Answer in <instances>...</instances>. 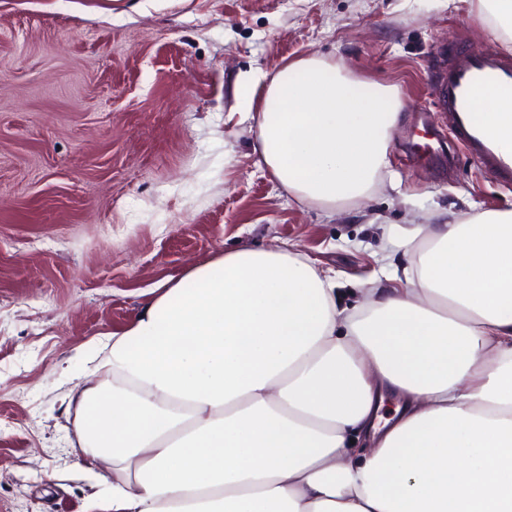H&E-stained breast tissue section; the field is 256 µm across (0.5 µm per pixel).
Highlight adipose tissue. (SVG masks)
I'll use <instances>...</instances> for the list:
<instances>
[{"label": "adipose tissue", "instance_id": "ef3b65f1", "mask_svg": "<svg viewBox=\"0 0 512 512\" xmlns=\"http://www.w3.org/2000/svg\"><path fill=\"white\" fill-rule=\"evenodd\" d=\"M239 97L297 201L332 209L381 182L394 87L309 57ZM405 245V287L354 309L284 248L162 283L102 343V378L68 394L70 453L107 487L85 512H512V211Z\"/></svg>", "mask_w": 512, "mask_h": 512}]
</instances>
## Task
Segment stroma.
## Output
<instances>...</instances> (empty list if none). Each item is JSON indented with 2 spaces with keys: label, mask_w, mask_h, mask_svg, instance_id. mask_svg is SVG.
I'll return each mask as SVG.
<instances>
[{
  "label": "stroma",
  "mask_w": 512,
  "mask_h": 512,
  "mask_svg": "<svg viewBox=\"0 0 512 512\" xmlns=\"http://www.w3.org/2000/svg\"><path fill=\"white\" fill-rule=\"evenodd\" d=\"M479 0H0V512H83L70 389L150 292L223 252L282 246L341 305L411 259L439 211L512 210L505 186L430 144L438 50L512 54ZM316 56L404 101L380 185L332 211L255 152L239 77Z\"/></svg>",
  "instance_id": "35a3bbf8"
}]
</instances>
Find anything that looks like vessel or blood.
Segmentation results:
<instances>
[{
    "label": "vessel or blood",
    "instance_id": "obj_1",
    "mask_svg": "<svg viewBox=\"0 0 512 512\" xmlns=\"http://www.w3.org/2000/svg\"><path fill=\"white\" fill-rule=\"evenodd\" d=\"M435 108L461 149L501 183L512 184V143L477 116L481 92L512 89V56L455 48L451 63L430 74Z\"/></svg>",
    "mask_w": 512,
    "mask_h": 512
}]
</instances>
